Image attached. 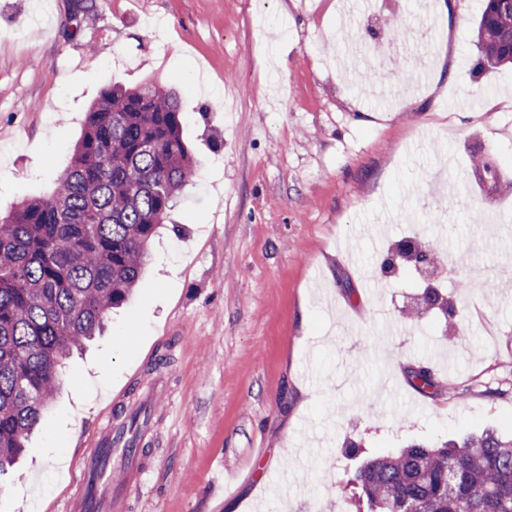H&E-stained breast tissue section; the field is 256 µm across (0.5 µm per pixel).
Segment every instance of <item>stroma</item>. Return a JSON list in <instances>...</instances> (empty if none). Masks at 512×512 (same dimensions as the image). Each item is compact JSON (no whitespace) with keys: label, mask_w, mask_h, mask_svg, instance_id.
<instances>
[{"label":"stroma","mask_w":512,"mask_h":512,"mask_svg":"<svg viewBox=\"0 0 512 512\" xmlns=\"http://www.w3.org/2000/svg\"><path fill=\"white\" fill-rule=\"evenodd\" d=\"M0 0V213L52 194L104 87L179 93L198 176L153 263L68 360L0 512H61L110 412L146 409L125 512H360L364 456L512 432V66L485 0ZM403 25L430 45L380 58ZM386 241L422 231L459 316L400 311ZM428 362L437 389L410 372ZM487 0L477 27L483 63L495 68L512 64L508 44L512 39V8L501 7Z\"/></svg>","instance_id":"1"}]
</instances>
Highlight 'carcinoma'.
Segmentation results:
<instances>
[{"mask_svg":"<svg viewBox=\"0 0 512 512\" xmlns=\"http://www.w3.org/2000/svg\"><path fill=\"white\" fill-rule=\"evenodd\" d=\"M483 63L512 62V8L487 0ZM184 112L160 83L102 90L53 194L0 215V473L12 467L62 379L64 361L122 305L198 166ZM420 391L431 371H412ZM352 482L369 512H512V438L493 429L412 443L362 461Z\"/></svg>","mask_w":512,"mask_h":512,"instance_id":"carcinoma-1","label":"carcinoma"}]
</instances>
